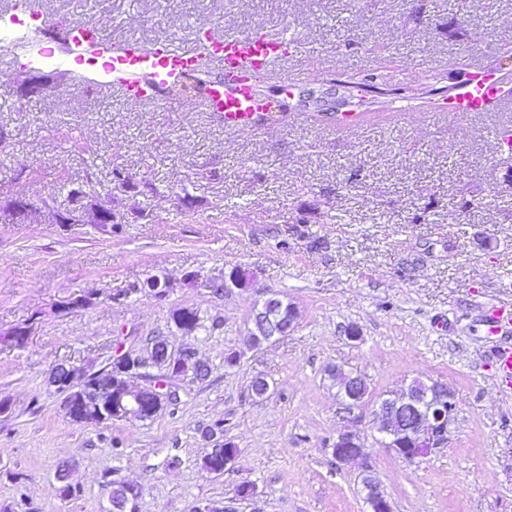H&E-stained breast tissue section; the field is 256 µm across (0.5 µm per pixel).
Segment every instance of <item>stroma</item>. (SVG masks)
Segmentation results:
<instances>
[{
    "instance_id": "obj_1",
    "label": "stroma",
    "mask_w": 512,
    "mask_h": 512,
    "mask_svg": "<svg viewBox=\"0 0 512 512\" xmlns=\"http://www.w3.org/2000/svg\"><path fill=\"white\" fill-rule=\"evenodd\" d=\"M424 4L416 19L412 0H44L55 20L93 18L114 41L187 44L202 21L285 29L297 42L287 66L322 75L259 131L225 129L190 98L127 102L52 67L39 70L41 97L0 82V204L63 213L66 185L79 184L87 206L108 200L117 215L0 223V336L28 331L23 347L0 344V512H108L115 480L142 486L138 512H192L245 482L265 512H369L359 463L331 453L344 416L336 367L376 399L416 378L456 395L447 447L412 462L380 444L372 406L358 411L393 512H512V396L472 367L492 348L481 304L512 302V166L487 135L512 111L460 119L426 101L369 113L353 138L324 115L344 80L446 82L474 58L473 39L493 57L512 42V0H471L464 19L457 0ZM469 194L475 206L460 211ZM236 269L250 285L214 293ZM154 279L169 282L164 296ZM271 296L297 307V325L252 346L253 312ZM182 308L197 312L196 333L174 325ZM157 334L194 351L209 378H174L178 404L147 421L65 417L53 367L98 370L115 343L140 351ZM217 422L238 457L210 475L201 458ZM66 462L69 498L55 480Z\"/></svg>"
}]
</instances>
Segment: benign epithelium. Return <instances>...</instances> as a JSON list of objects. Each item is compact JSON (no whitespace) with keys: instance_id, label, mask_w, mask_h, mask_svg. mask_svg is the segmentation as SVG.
Masks as SVG:
<instances>
[{"instance_id":"7a95c632","label":"benign epithelium","mask_w":512,"mask_h":512,"mask_svg":"<svg viewBox=\"0 0 512 512\" xmlns=\"http://www.w3.org/2000/svg\"><path fill=\"white\" fill-rule=\"evenodd\" d=\"M85 195H78L71 208L64 214L51 213L53 220L60 224H80L86 209ZM41 210L25 199H15L0 207V222L3 224L30 223ZM142 356L123 350L117 344L112 354V363L107 374L112 377V395L82 391V385L98 374L79 372L63 363L55 366L48 383L62 395L61 406L65 416L75 423H92L105 419H145L139 396L144 393L153 395L158 402L169 405L178 401V394L171 390L168 379L181 374L201 373L203 365L198 363L194 354L185 349L175 352L164 348L162 356L167 366L156 368L151 364V354ZM336 374L347 380L341 388L340 400L344 404V413L349 416L369 402L370 391L365 379L336 369ZM141 379L144 387H134L131 381ZM458 404L453 390L445 384L434 383L430 394H422L409 385L406 388L390 392L388 397L375 404L374 416L385 447L394 451L400 458L413 461L425 457L448 443L451 426L455 421ZM333 455L340 462H350L365 458V448L359 436L351 426H343L333 443ZM362 490L370 504L372 512H391V506L380 482L373 476L370 466H364L361 474ZM136 491H129L123 482L111 485L109 498L117 512H133L129 508ZM252 505L251 512H262L258 507L254 487L247 483L236 497L225 500H205L199 502L193 512H241L242 503Z\"/></svg>"}]
</instances>
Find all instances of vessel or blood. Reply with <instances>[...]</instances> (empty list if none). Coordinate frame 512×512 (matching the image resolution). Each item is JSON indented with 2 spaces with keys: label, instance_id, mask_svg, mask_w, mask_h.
I'll list each match as a JSON object with an SVG mask.
<instances>
[{
  "label": "vessel or blood",
  "instance_id": "b4317fda",
  "mask_svg": "<svg viewBox=\"0 0 512 512\" xmlns=\"http://www.w3.org/2000/svg\"><path fill=\"white\" fill-rule=\"evenodd\" d=\"M51 18L35 0H10L0 10V31L11 33L21 44L28 66L41 68L53 62L77 74L102 77L120 97L157 105L170 86L193 74L206 73L201 90L209 111L225 128L249 131L271 125L277 103L266 96L257 81L279 75L283 87L296 89L307 75L297 69L280 73L279 66L293 43L287 31L241 34L209 24L199 25L196 43L181 46L165 37L150 43L106 41L99 24L90 18L73 21L61 54L40 41ZM512 107V77L487 57L478 56L459 69L457 80L442 99L441 111L455 116L499 112ZM488 335L512 330V304L493 303L484 312ZM512 390V343L500 344L491 359L480 362Z\"/></svg>",
  "mask_w": 512,
  "mask_h": 512
}]
</instances>
